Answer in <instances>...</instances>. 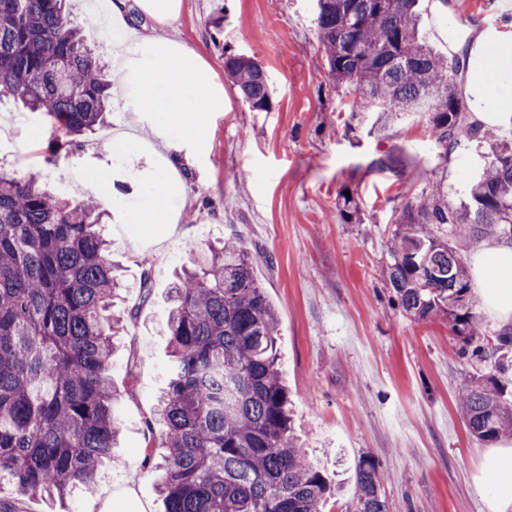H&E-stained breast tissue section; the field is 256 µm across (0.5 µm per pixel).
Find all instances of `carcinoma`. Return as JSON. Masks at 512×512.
Masks as SVG:
<instances>
[{"mask_svg": "<svg viewBox=\"0 0 512 512\" xmlns=\"http://www.w3.org/2000/svg\"><path fill=\"white\" fill-rule=\"evenodd\" d=\"M419 0H316L326 76L354 93L359 112L428 117L452 154L486 143L487 168L466 199L448 204L433 185L408 203L389 241L386 284L410 318L448 320L489 368L462 388L459 408L475 439L512 432L499 375L512 367V331L477 340L465 258L449 242L496 235L512 242V144L486 135L457 93L467 50L447 58L419 35ZM224 69L253 111L271 109L264 70L229 55ZM45 114L70 144L105 123L107 81L70 18L68 0H0V101ZM346 223L361 220L355 193H340ZM172 288L168 387L157 408L164 449V512H322L331 488L298 446L279 367L276 311L238 241L191 255ZM114 274L97 205L66 197L34 176L0 170V480L32 495L99 491L97 474L120 433L109 375L124 318L110 313ZM353 512H389L370 458L355 471Z\"/></svg>", "mask_w": 512, "mask_h": 512, "instance_id": "cac0c4a2", "label": "carcinoma"}]
</instances>
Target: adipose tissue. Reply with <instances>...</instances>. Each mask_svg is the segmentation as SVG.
<instances>
[{"label":"adipose tissue","instance_id":"obj_1","mask_svg":"<svg viewBox=\"0 0 512 512\" xmlns=\"http://www.w3.org/2000/svg\"><path fill=\"white\" fill-rule=\"evenodd\" d=\"M107 17L117 39L112 51V99L124 111L150 112L148 125L129 123L113 138L116 148L134 144L155 158L151 201L129 216L133 224L177 223L183 207L178 165L185 146L205 151L210 130L203 114L224 109V84L203 55L167 37L164 26L175 20L183 0H108ZM153 27L134 26L135 17ZM473 68L464 94L475 104L482 125L512 127V89L499 77L512 72V30L478 31L471 36ZM471 279L481 306L497 320L512 322V246L492 243L471 257ZM491 483L485 512H512V445L487 449L477 474Z\"/></svg>","mask_w":512,"mask_h":512}]
</instances>
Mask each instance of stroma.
<instances>
[{
    "mask_svg": "<svg viewBox=\"0 0 512 512\" xmlns=\"http://www.w3.org/2000/svg\"><path fill=\"white\" fill-rule=\"evenodd\" d=\"M421 31L437 52L467 43L472 28L512 29V0H448L445 13L420 0ZM167 34L202 51L216 73L227 53L254 59L266 72L272 107L251 111L232 80L224 110L204 115L212 131L207 153L180 177L186 205L177 224H132L147 199L151 161L134 149L112 150L102 134L79 151L54 143L39 114L0 106V157L24 176L41 173L51 189L70 167L101 175L97 202L124 288L120 315H132L112 356L122 429L99 471L97 494L31 496L0 483V507L19 512H164L148 461L158 440L154 411L167 384L174 272L192 248L234 238L255 257V274L279 317L278 352L295 431L339 499L324 512H348L355 467L372 458L384 475L390 512H482L476 484L484 445L468 432L459 388L487 373L478 359L458 356L446 319L415 321L379 276L389 240L408 201L431 184L449 204L465 197L487 160V145L466 142L443 156L425 117L372 132L371 118L352 114L344 91L325 76L314 24V0H183ZM404 148L405 162L376 171L374 158ZM56 164H47L50 153ZM353 190L362 221L341 220L336 203ZM152 288L141 295L142 270Z\"/></svg>",
    "mask_w": 512,
    "mask_h": 512,
    "instance_id": "stroma-1",
    "label": "stroma"
}]
</instances>
